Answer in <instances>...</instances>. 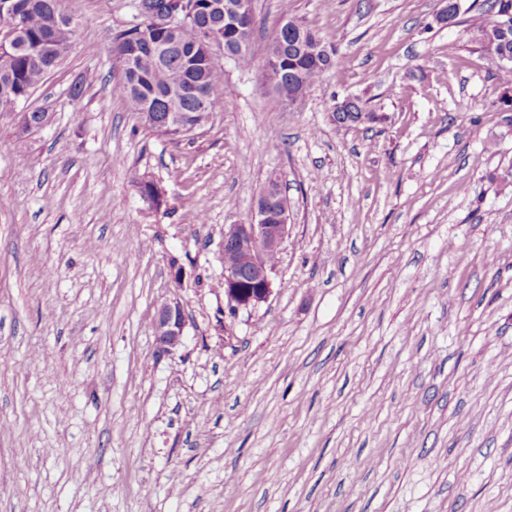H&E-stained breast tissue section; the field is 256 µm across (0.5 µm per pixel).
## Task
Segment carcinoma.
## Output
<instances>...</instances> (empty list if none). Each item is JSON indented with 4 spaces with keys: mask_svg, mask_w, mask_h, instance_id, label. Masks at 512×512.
<instances>
[{
    "mask_svg": "<svg viewBox=\"0 0 512 512\" xmlns=\"http://www.w3.org/2000/svg\"><path fill=\"white\" fill-rule=\"evenodd\" d=\"M193 19L176 29L164 28L146 17L112 37L116 61L124 56L130 66L122 69L112 95L123 101L142 126L170 138L188 136L208 119L200 113L224 90V69L216 55L233 54L241 67L252 65L253 20L236 26L224 20V12L211 8L209 0ZM23 27L19 49L4 43L0 50V113L27 112L33 90L66 55L74 30L60 0H0V25L11 32L16 19ZM471 41L491 58L512 54V28L500 29L487 22L470 33ZM318 34L282 9L281 21L267 46L265 63L272 91L283 102L302 100L333 68L331 57L316 52Z\"/></svg>",
    "mask_w": 512,
    "mask_h": 512,
    "instance_id": "1",
    "label": "carcinoma"
}]
</instances>
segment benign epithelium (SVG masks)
<instances>
[{"mask_svg":"<svg viewBox=\"0 0 512 512\" xmlns=\"http://www.w3.org/2000/svg\"><path fill=\"white\" fill-rule=\"evenodd\" d=\"M141 11L161 18L169 26L181 22V15L168 11L157 0H149ZM346 97L329 113L331 121L347 127L352 124L351 103ZM281 187L278 178L268 179L255 200L251 220L243 224L224 225V248L244 257L238 265L224 266V313L236 317L240 312H252L267 302L273 292L272 269L268 258L278 255L288 236V209L279 207ZM186 318L179 302L172 298L158 307L153 330L157 351L173 355L183 344Z\"/></svg>","mask_w":512,"mask_h":512,"instance_id":"obj_1","label":"benign epithelium"}]
</instances>
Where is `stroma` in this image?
<instances>
[{
    "mask_svg": "<svg viewBox=\"0 0 512 512\" xmlns=\"http://www.w3.org/2000/svg\"><path fill=\"white\" fill-rule=\"evenodd\" d=\"M286 2L335 50L296 107L263 78ZM463 3L256 0L253 64L171 140L112 95L136 0H62L46 125L0 115V512H512V112ZM348 96L386 122L333 124ZM272 176L273 293L228 318L224 227ZM184 311L177 299H168L158 307L153 330L157 351L173 355L183 344L186 328Z\"/></svg>",
    "mask_w": 512,
    "mask_h": 512,
    "instance_id": "stroma-1",
    "label": "stroma"
}]
</instances>
